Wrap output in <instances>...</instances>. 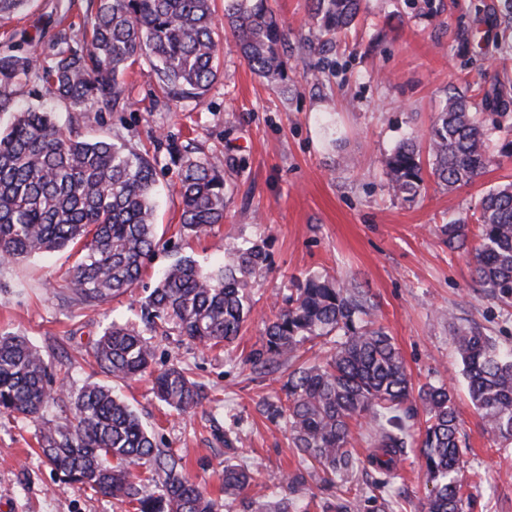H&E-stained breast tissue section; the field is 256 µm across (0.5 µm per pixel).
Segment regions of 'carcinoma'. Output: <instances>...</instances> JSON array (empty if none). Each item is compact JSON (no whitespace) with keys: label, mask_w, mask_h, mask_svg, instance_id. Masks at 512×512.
Here are the masks:
<instances>
[{"label":"carcinoma","mask_w":512,"mask_h":512,"mask_svg":"<svg viewBox=\"0 0 512 512\" xmlns=\"http://www.w3.org/2000/svg\"><path fill=\"white\" fill-rule=\"evenodd\" d=\"M311 42L354 26L361 0H312ZM224 18L243 57L258 75L286 83L281 51L286 34L266 0H225ZM212 0H97L79 46L57 48L51 65L28 54L0 55V263H19L47 252L77 255L69 275L71 299L94 307L133 288L157 247L154 202L157 172L146 153L104 138L65 134L53 113L19 108L16 87L37 79L51 97L77 112L96 102L112 110L128 102L124 81L136 57L152 58L153 76L166 104L200 99L217 77L219 48ZM432 170L448 188L472 183L491 163L488 129L466 98L442 104L429 135ZM396 198L412 202L423 184L415 141L406 138L382 159ZM180 231L199 236L224 221V172L202 157H185L179 171ZM475 248L476 279L486 294L512 300V185L483 196ZM467 224L445 226L448 249H465ZM269 266L263 240L232 247L230 261L203 269L178 258L142 304L151 332L176 331L199 344L230 346L251 311L247 289ZM371 307L356 288L313 273L299 281L285 306L265 321L262 345L247 362L264 367L316 338L336 337L319 362L302 363L281 385L285 400L262 411L288 429L301 461L332 477L356 465L393 473L408 447V421L424 415L422 466L432 483L426 512H464L460 418L454 388L428 384L414 390L400 352L382 326L368 320ZM451 342L460 356L482 433L498 447L512 443V349H502L477 327H459ZM101 372L115 380L147 373L154 349L144 331L111 323L91 345ZM156 397L181 415L199 405L194 381L177 364L153 375ZM68 401L73 419L47 417ZM0 413L33 420L43 457L60 477L96 493L137 503L136 512H218V504L184 473L174 454L156 447L135 411L104 382L72 391L53 388L50 366L21 335L0 336ZM367 424L373 451L356 456L352 424ZM146 468L160 484L133 470ZM266 478L241 466L224 467V494L238 499ZM243 512H299L288 495L242 502Z\"/></svg>","instance_id":"obj_1"}]
</instances>
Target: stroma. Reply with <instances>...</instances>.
I'll return each mask as SVG.
<instances>
[{"instance_id":"35a3bbf8","label":"stroma","mask_w":512,"mask_h":512,"mask_svg":"<svg viewBox=\"0 0 512 512\" xmlns=\"http://www.w3.org/2000/svg\"><path fill=\"white\" fill-rule=\"evenodd\" d=\"M288 36L285 73L294 90L253 72L227 25L218 28L220 74L202 100L166 106L148 57L125 76L129 104L81 118L37 81L18 88L21 101L56 112L63 130L119 139L156 160L159 245L133 292L96 307L71 299L68 251L0 264V333L27 336L55 378L71 388L104 381L90 342L112 321L140 322L152 281L176 256L202 265L222 261L243 240H267L270 267L251 290L253 312L230 348H206L177 333L152 337L154 368H188L206 398L182 416L159 402L149 378L117 383L159 448L182 457L185 473L216 501L224 468H257L273 478L303 472L292 494L302 512H332L338 499L357 512H425L431 485L420 449L408 446L393 475L360 467L327 480L304 469L283 423L263 415L288 372H265L246 358L263 340L264 322L282 305L293 279L336 277L369 292L374 319L392 336L414 387L453 381L467 450L462 478L467 512H512V446L483 438L469 405L454 328L475 326L512 348V306L487 297L472 278L473 250L450 251L445 224L472 216L490 189L512 183V108L497 116L493 161L473 183L452 190L424 172L414 201L393 197L381 160L404 138L427 151V136L449 93L505 83L512 94V19L502 0H362L355 26L324 45L309 44L311 0H268ZM92 0H29L0 18V54L20 50L50 64L59 31L82 38ZM496 66H487V59ZM200 153L224 172L222 224L200 236L179 232L177 159ZM36 426L0 414V512H135L132 505L63 481L36 447Z\"/></svg>"}]
</instances>
